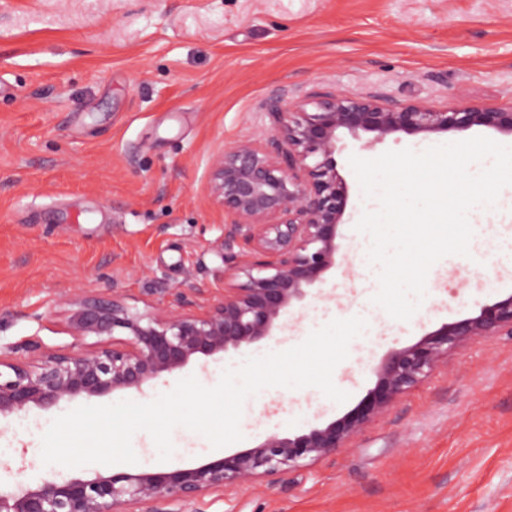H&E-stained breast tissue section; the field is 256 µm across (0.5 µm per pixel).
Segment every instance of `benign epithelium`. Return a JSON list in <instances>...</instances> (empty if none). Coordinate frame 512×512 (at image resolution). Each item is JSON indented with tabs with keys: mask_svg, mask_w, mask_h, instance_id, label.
<instances>
[{
	"mask_svg": "<svg viewBox=\"0 0 512 512\" xmlns=\"http://www.w3.org/2000/svg\"><path fill=\"white\" fill-rule=\"evenodd\" d=\"M267 146L236 142L210 169V191L231 221L218 253L235 284L213 304L194 285L177 289L169 309L134 311L121 297L72 302L67 334L96 338L92 350L31 339L0 354V418L48 409L79 396L141 390L202 357L239 351L282 328L285 314L336 267L349 187L339 173L341 135L367 149L399 134H464L482 127L512 137V105L468 101L435 108L373 95H313L270 103ZM512 333V294L476 315L444 323L413 344L389 350L373 367L375 386L350 412L310 429L267 436L250 448L175 469L131 472L112 466L88 476L55 472L0 483V512H163L212 490L251 482L270 486L302 466L336 455L463 343Z\"/></svg>",
	"mask_w": 512,
	"mask_h": 512,
	"instance_id": "7a95c632",
	"label": "benign epithelium"
}]
</instances>
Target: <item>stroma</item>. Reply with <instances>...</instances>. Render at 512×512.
Segmentation results:
<instances>
[{"label":"stroma","mask_w":512,"mask_h":512,"mask_svg":"<svg viewBox=\"0 0 512 512\" xmlns=\"http://www.w3.org/2000/svg\"><path fill=\"white\" fill-rule=\"evenodd\" d=\"M379 95L436 107L512 105V0H0V347L32 337L70 343L66 302L119 292L135 310L163 309L185 282L208 301L224 294L216 245L229 217L210 199L209 169L225 146L264 141L269 103L313 93ZM401 136L374 148L343 136L336 160L349 185L337 267L283 327L206 367L0 420V473L31 464L55 472L41 437L71 410L148 403L187 377L271 345L295 347L335 319L364 318L333 371L336 403L315 387H273L245 399L242 440L292 435L343 416L373 388L372 367L393 347L512 294V192L475 218L468 256L436 262L410 320L372 298L379 268L356 231L379 202L365 198L349 159L458 141ZM162 462L146 431L132 438L136 469L217 458L184 427ZM185 512H512V336L472 340L335 456L275 487L209 492Z\"/></svg>","instance_id":"stroma-1"}]
</instances>
